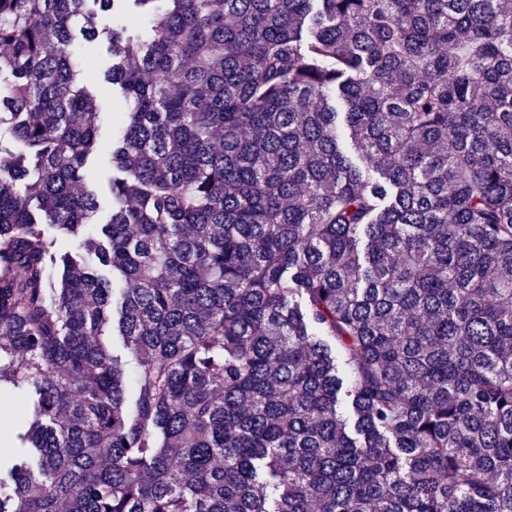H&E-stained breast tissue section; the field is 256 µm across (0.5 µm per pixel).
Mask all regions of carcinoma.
Segmentation results:
<instances>
[{"label": "carcinoma", "mask_w": 512, "mask_h": 512, "mask_svg": "<svg viewBox=\"0 0 512 512\" xmlns=\"http://www.w3.org/2000/svg\"><path fill=\"white\" fill-rule=\"evenodd\" d=\"M0 46V512H512L504 0H0ZM73 47V61L80 70L101 68L106 61V43L96 42L86 44L85 50H82V40L77 39ZM99 106V155L89 163V176L99 189L100 212L99 221L105 222L112 208V196L108 189V180L112 174L105 168L103 154L105 142L109 141L112 132L119 129L122 117L120 115V96L112 89V84L100 81L89 87ZM8 416L6 418L5 416ZM28 422L26 404L20 400L0 397V455L9 456L16 448L14 434Z\"/></svg>", "instance_id": "carcinoma-1"}]
</instances>
